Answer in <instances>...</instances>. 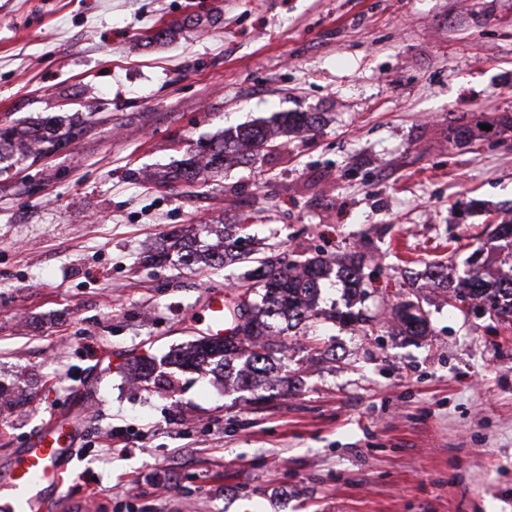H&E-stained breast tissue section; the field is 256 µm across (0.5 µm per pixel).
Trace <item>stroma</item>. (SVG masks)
Listing matches in <instances>:
<instances>
[{
    "mask_svg": "<svg viewBox=\"0 0 512 512\" xmlns=\"http://www.w3.org/2000/svg\"><path fill=\"white\" fill-rule=\"evenodd\" d=\"M90 112L0 161V472L61 412L89 445L52 512H512V324L454 298L473 252L512 276V0H0V122ZM281 112L322 121L169 181ZM233 223L258 256L363 258L361 292L331 274L273 341L272 389L166 363L248 267L147 256Z\"/></svg>",
    "mask_w": 512,
    "mask_h": 512,
    "instance_id": "obj_1",
    "label": "stroma"
}]
</instances>
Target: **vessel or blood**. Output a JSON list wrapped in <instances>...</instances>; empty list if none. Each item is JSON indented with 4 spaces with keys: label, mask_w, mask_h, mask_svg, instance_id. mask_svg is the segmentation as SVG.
Returning a JSON list of instances; mask_svg holds the SVG:
<instances>
[{
    "label": "vessel or blood",
    "mask_w": 512,
    "mask_h": 512,
    "mask_svg": "<svg viewBox=\"0 0 512 512\" xmlns=\"http://www.w3.org/2000/svg\"><path fill=\"white\" fill-rule=\"evenodd\" d=\"M204 322L205 336L223 337V291L209 292ZM78 440L79 428L73 418L51 414L22 450L16 469L0 478L10 492L8 499L0 503V512H46V493L62 489L64 473L76 455Z\"/></svg>",
    "instance_id": "vessel-or-blood-1"
}]
</instances>
